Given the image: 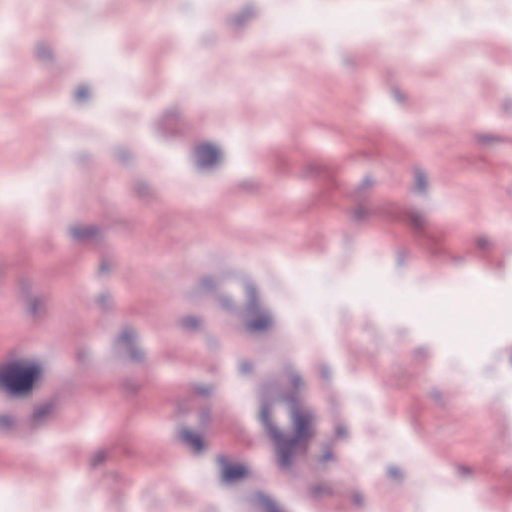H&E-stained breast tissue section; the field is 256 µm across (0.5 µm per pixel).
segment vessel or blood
<instances>
[{"instance_id":"vessel-or-blood-1","label":"vessel or blood","mask_w":512,"mask_h":512,"mask_svg":"<svg viewBox=\"0 0 512 512\" xmlns=\"http://www.w3.org/2000/svg\"><path fill=\"white\" fill-rule=\"evenodd\" d=\"M222 300L225 315L242 322L256 319L264 304L256 281L232 266L224 269ZM257 409L261 431L270 444L279 448L295 445L307 418L305 405L295 390L275 379H267L258 387Z\"/></svg>"}]
</instances>
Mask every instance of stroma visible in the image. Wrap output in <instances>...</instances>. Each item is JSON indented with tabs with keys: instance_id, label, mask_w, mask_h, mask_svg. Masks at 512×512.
<instances>
[{
	"instance_id": "1",
	"label": "stroma",
	"mask_w": 512,
	"mask_h": 512,
	"mask_svg": "<svg viewBox=\"0 0 512 512\" xmlns=\"http://www.w3.org/2000/svg\"><path fill=\"white\" fill-rule=\"evenodd\" d=\"M498 17L0 0V512H512ZM228 262L255 321L218 306ZM271 375L308 410L292 448L254 420Z\"/></svg>"
}]
</instances>
